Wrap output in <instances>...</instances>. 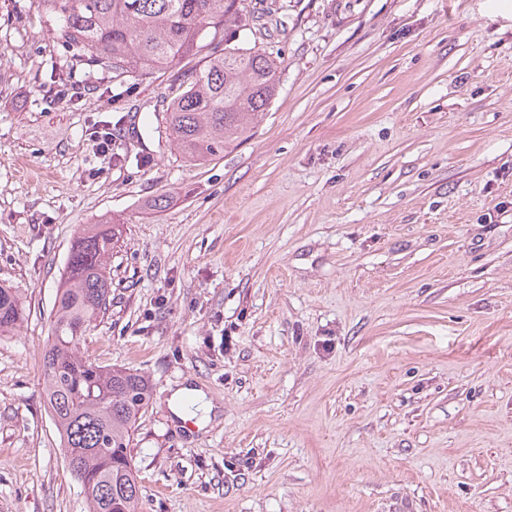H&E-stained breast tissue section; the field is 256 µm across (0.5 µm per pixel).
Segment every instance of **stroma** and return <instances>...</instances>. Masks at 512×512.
Returning <instances> with one entry per match:
<instances>
[{"label":"stroma","mask_w":512,"mask_h":512,"mask_svg":"<svg viewBox=\"0 0 512 512\" xmlns=\"http://www.w3.org/2000/svg\"><path fill=\"white\" fill-rule=\"evenodd\" d=\"M246 6L224 39L275 58L276 95L194 162L168 77L112 86L0 0V284L26 308L0 336V512H88L41 361L105 220L110 305L80 348L152 385L139 512H512V0ZM187 385L210 417L174 418ZM204 394L200 389L185 386L176 390L170 397L169 405L176 419H183V409L188 401H203Z\"/></svg>","instance_id":"obj_1"}]
</instances>
